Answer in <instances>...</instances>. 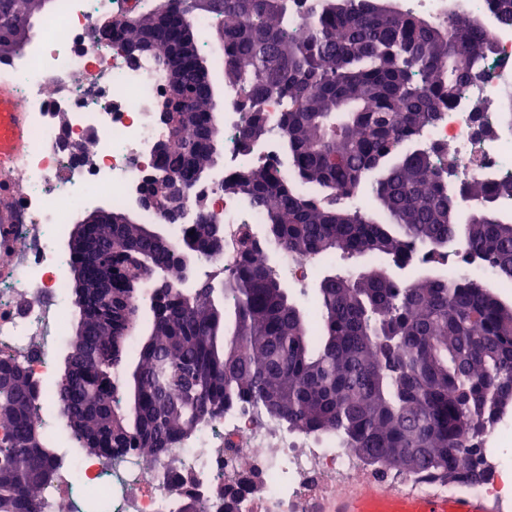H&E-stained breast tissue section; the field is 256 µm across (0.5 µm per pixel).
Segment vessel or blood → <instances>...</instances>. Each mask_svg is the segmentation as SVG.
<instances>
[{
  "label": "vessel or blood",
  "mask_w": 512,
  "mask_h": 512,
  "mask_svg": "<svg viewBox=\"0 0 512 512\" xmlns=\"http://www.w3.org/2000/svg\"><path fill=\"white\" fill-rule=\"evenodd\" d=\"M26 136L24 115L14 105L9 83L0 81V164L15 162ZM334 512H495L486 500L474 496H408L387 487L369 494L338 497Z\"/></svg>",
  "instance_id": "b4317fda"
}]
</instances>
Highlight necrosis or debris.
<instances>
[{"label":"necrosis or debris","mask_w":512,"mask_h":512,"mask_svg":"<svg viewBox=\"0 0 512 512\" xmlns=\"http://www.w3.org/2000/svg\"><path fill=\"white\" fill-rule=\"evenodd\" d=\"M149 0H61L43 22L39 43L27 57L0 60V77L12 86L26 114L27 137L19 164L0 169V243L10 251L0 263V357L23 363L37 380L41 407L36 422L61 428L64 411L50 382L65 340L61 314L66 307L69 257L59 243L73 213L99 198L132 208L154 161L153 150L165 129L154 117L163 81L153 58L131 59L99 24L104 15L145 9ZM460 11L483 20L491 50L482 75L469 84L421 139L445 145L444 165L457 180L494 183L512 177V127L500 112L505 90H512V26L501 24L488 0H458ZM238 90L224 86L222 178L243 174L259 163L283 165L276 133L280 106L270 103L271 129L259 150L240 149L243 114ZM485 110L475 114L474 101ZM487 124L490 134L477 132ZM91 146L90 160L77 150ZM221 180L195 184L185 207L209 204L213 223L224 227V251L204 263L231 269L237 262L236 239L242 226L259 228L261 212L239 196L224 193ZM512 440V415L489 425L480 452L495 458L484 480L468 484L471 495L502 504L512 498L506 485L512 465L497 459L498 447ZM388 472L369 467L335 435H316L284 423L260 422L249 406H236L204 422L196 434L166 456L148 460L127 454L112 463L61 451L53 484L39 498L40 512H57L72 500L75 486L87 498L109 504V512H170L184 497L210 504L228 494L238 512H323L345 493L396 482ZM418 495H445L447 480L422 474L398 480Z\"/></svg>","instance_id":"necrosis-or-debris-1"}]
</instances>
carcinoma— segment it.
Wrapping results in <instances>:
<instances>
[{"mask_svg": "<svg viewBox=\"0 0 512 512\" xmlns=\"http://www.w3.org/2000/svg\"><path fill=\"white\" fill-rule=\"evenodd\" d=\"M53 2L0 0V58L18 55L30 33L19 22L49 17ZM213 2L224 81L241 93L242 151L268 133L267 105H282L288 173L254 166L223 184L263 213L267 251L247 227L235 267L199 275V257L212 253L206 219L186 225L176 243L137 221L95 225L71 266H105L111 287L73 288L80 318L53 383L70 447L109 462L130 451L158 455L226 408L249 404L292 428L334 434L371 464L409 461V475L483 479L476 441L512 406V305L465 276L436 271L403 282L385 270L326 269L315 334L276 262L282 251H340L403 269L426 246L421 262L435 269L448 245L462 244L512 277V216L501 210L512 179L453 190L452 168L439 165L445 150L419 144L480 76L490 50L482 19L452 8L434 23L379 0H307L300 10L297 0ZM491 2L512 25V0ZM174 8L175 16L151 8L114 17L112 37L127 48L151 31V54L170 72L169 43L187 36L191 54L177 77L195 117L177 121L156 168L183 176L188 190L215 166L223 136L218 87L196 67L202 34L182 24L199 10L188 0ZM366 191L386 222L352 203ZM37 394L24 364L0 358V512H37L55 475V437L33 422Z\"/></svg>", "mask_w": 512, "mask_h": 512, "instance_id": "1", "label": "carcinoma"}]
</instances>
